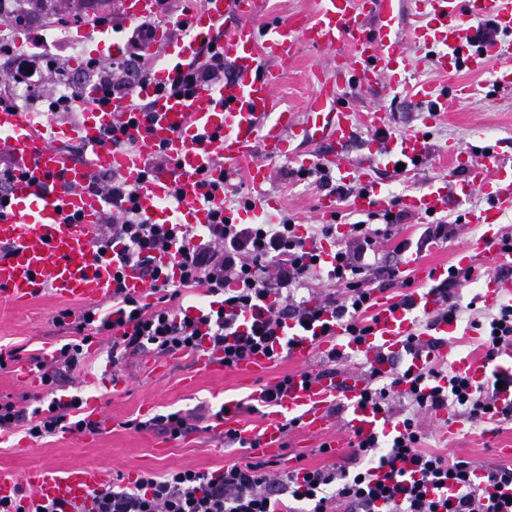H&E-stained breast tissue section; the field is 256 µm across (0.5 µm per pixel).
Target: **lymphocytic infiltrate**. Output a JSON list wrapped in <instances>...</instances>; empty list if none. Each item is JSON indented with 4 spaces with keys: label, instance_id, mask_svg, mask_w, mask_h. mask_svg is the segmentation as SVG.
Listing matches in <instances>:
<instances>
[{
    "label": "lymphocytic infiltrate",
    "instance_id": "f902f5d3",
    "mask_svg": "<svg viewBox=\"0 0 512 512\" xmlns=\"http://www.w3.org/2000/svg\"><path fill=\"white\" fill-rule=\"evenodd\" d=\"M86 67L96 75L99 102L126 93L133 82L153 78L154 69L136 52L110 62L91 57ZM51 56L9 49L0 62V107L17 106L13 87L26 83L32 101L45 112H69L74 98L46 94L45 78L60 73ZM225 76L224 53L207 45L200 60L185 73L163 84L173 95L192 91L202 83H220ZM91 190L103 195V211L92 240L95 259L119 253L123 266L112 273L109 313H74L65 308L54 323L76 333L107 334L112 341L111 364L150 350L159 355L190 351L202 343L221 351L226 368L250 355H274L284 346L279 331L286 321L316 323L323 314L346 326L360 338L370 329L373 259L379 237L390 236L403 223L405 211L367 212L349 226L352 248L336 246V227L308 224L297 228L285 217L276 224H237L224 214V195L211 186L206 199L212 205V223L156 224L140 213L137 190L114 175L96 176ZM331 252H324V243ZM168 264H161V257ZM142 269L155 297L146 303L128 294L125 267ZM334 286V293L309 307L300 290L313 283ZM198 291L207 303L188 314L179 300L184 291ZM250 325H242L243 315ZM482 329L486 358L500 347L512 346V303H501L497 313L473 314ZM86 354L82 343H64L51 363L36 362L44 386L55 387L60 373L81 368ZM364 405L394 415L387 445L378 436H362L352 453L363 468L343 466L300 468L269 473L265 462L232 463L213 472L174 470L163 477L143 474L132 486L104 485L88 512H512L511 497L490 495V488L512 492V466L480 465L421 448L419 415L452 411L457 418L512 421V406L498 404L496 382L479 384L443 365L428 363L418 371L401 369L390 375L370 371ZM83 404L74 395L52 396L46 407L25 414L15 404L0 402V433L26 425L30 438L57 432L101 430L98 421L76 418ZM484 470V487L473 482Z\"/></svg>",
    "mask_w": 512,
    "mask_h": 512
}]
</instances>
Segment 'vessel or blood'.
I'll return each mask as SVG.
<instances>
[{"instance_id":"1","label":"vessel or blood","mask_w":512,"mask_h":512,"mask_svg":"<svg viewBox=\"0 0 512 512\" xmlns=\"http://www.w3.org/2000/svg\"><path fill=\"white\" fill-rule=\"evenodd\" d=\"M407 1L416 23L402 38L395 25ZM119 12L131 26L155 15L156 0H119ZM258 12L259 0H203L200 8L183 17L185 37L173 39L164 27H155L149 41L141 45L144 53L164 61L154 80L134 86L131 95L102 104L96 102L94 89L83 88L80 116L74 122L59 124L31 112L0 108V149L8 151L19 173L11 184L8 205L0 213V245L12 247L10 256L0 260V293H7L17 304L45 291L85 305L111 301L112 265L95 260L92 251L93 230L107 206L103 196L88 189L97 172L118 174L136 187L141 211L157 224L209 223L203 179L226 185L242 177L259 189L270 179L269 160L276 158L288 159L302 170L334 169L341 181L362 184V192L354 194L350 203L356 212L390 208V199L366 167L344 160L357 127L341 92L349 86L371 88L383 83L398 88L401 75L414 68L404 39L438 45V52L427 59L432 70L489 68L495 87L512 88V58L501 54L498 41H480L478 34L480 25L489 20L498 33L512 35V0H319L315 16L294 15L263 24L256 21ZM212 41L224 51L230 78L196 86L187 96L159 91V83L187 70L203 45ZM304 43L331 52L336 68L330 73L315 70L308 120L301 123L280 105L275 68L294 61ZM407 92L436 112L449 98H467L470 89L457 87L446 96L437 93L432 83L419 82ZM135 97L147 103L148 112L140 125L132 126L128 119ZM120 124L126 127L130 146L103 143V132ZM364 124L376 135L374 156L415 177L430 150L425 134L378 140V133L389 125L388 113L379 107L367 111ZM324 139L332 142L326 151L318 148ZM71 143L80 146L81 156L68 152ZM161 154L167 164L153 166V159ZM448 158L447 175L410 191L400 199V207L425 218L439 212L449 190L464 197L473 189H483L492 198L491 206L478 218L485 228L483 240H498V220L512 210V163L490 167L472 149L456 146L449 147ZM175 189L180 192L176 202L171 199ZM68 215L79 216V223H65ZM410 276L418 286L413 293L414 311L397 308L388 291H372L374 319L360 339L346 336L343 326L328 315L305 331L287 322L283 333L291 341L283 349L286 357L307 362L316 353L334 349L342 353L348 369L310 382L294 375L275 410L253 428L241 425L236 398L225 396L220 427L238 434L245 445L273 461L283 454L282 425L288 416L299 419L307 434L319 436L334 429L332 408L339 404L346 413L348 432L368 436L392 431L384 413L362 403L366 381L361 366L384 372L401 354L406 366L416 370L427 356L438 355L447 358L454 371L478 383L492 372L512 375V347L501 348L493 360L480 361L453 352L449 336L455 324L420 326L419 314L439 306L438 297L425 283L447 280V268L429 270L416 263ZM483 280L487 303L512 295L511 280L490 272L484 273ZM413 336L419 337L422 351L405 354L404 347ZM272 366V358L257 354L237 370L261 381ZM107 476L104 468L86 465L40 467L25 479L62 512H82Z\"/></svg>"}]
</instances>
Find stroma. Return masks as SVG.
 Segmentation results:
<instances>
[{"mask_svg":"<svg viewBox=\"0 0 512 512\" xmlns=\"http://www.w3.org/2000/svg\"><path fill=\"white\" fill-rule=\"evenodd\" d=\"M24 6L26 21L21 36L46 37L47 53L62 64L64 76L77 86L94 84L95 79L86 70L85 61L97 56L99 47L96 41L85 37L83 27L61 31L62 18L78 9L89 17L108 14L112 17V38L125 42L132 35L116 5H105L103 0H25ZM320 67L332 69L331 53L304 46L298 61L281 76L277 93L298 120L306 118V100L312 92L309 74ZM407 80L412 84L428 81L446 90L465 84L472 87L473 93L464 100L450 102L447 110L433 118L426 106L383 86L345 89V103L355 117H362L367 108L381 106L390 115L389 130L393 136L422 130L429 136L431 151L419 168L417 182L376 167L374 178L390 197H401L413 189L415 183L426 184L440 178L444 173L442 155L448 145L501 157L512 154V91L494 90L490 71L459 69L441 74L423 66L408 74ZM271 171L265 189L278 199L279 207L261 214L260 223H276L284 216L302 224L313 223L319 191L309 180L294 175L287 161L275 162ZM489 203L488 196L477 190L462 199L450 197L446 212L449 219L458 223L457 243L476 248L480 271L512 279V264L499 262L497 251L484 245L483 229L476 222L479 212ZM67 307L77 312L83 309L80 302L57 298L48 291L18 306L0 297V352L14 355L8 369L0 371V400L28 410L45 400V392L25 387L16 367L30 364L32 357L40 355L44 348L56 349L71 339L70 331L53 323L57 312ZM108 347L107 337H95L85 370L73 378L61 376L58 381L61 392L97 399L108 421L106 431L98 434L60 432L35 441L24 427H17L0 442V476L19 479L44 466L71 468L96 464L108 470L112 483L125 486L132 474L162 476L174 469L211 472L232 462L250 461V454L238 448L214 452L217 438L213 428L217 421L212 417L176 439L157 429H129L125 423L132 419L144 421L158 414L186 412L201 405L215 409L220 404V393L246 398L256 387L254 381L230 369L220 373H195L192 359L182 352L167 355L166 370L155 374L151 365L157 356L146 352L127 358L118 375L125 388L116 392L102 380L108 363ZM422 426L426 433L423 448L447 452L462 460L492 462L493 450L486 437L491 429L497 432L498 445L512 446V423L493 426L482 421L469 422L456 436L440 431L430 418L423 419ZM321 443V438L309 436L300 428L291 430L284 438L289 458L299 459L301 466L311 468L338 463L356 470V462L350 461L348 456L321 452Z\"/></svg>","mask_w":512,"mask_h":512,"instance_id":"35a3bbf8","label":"stroma"}]
</instances>
